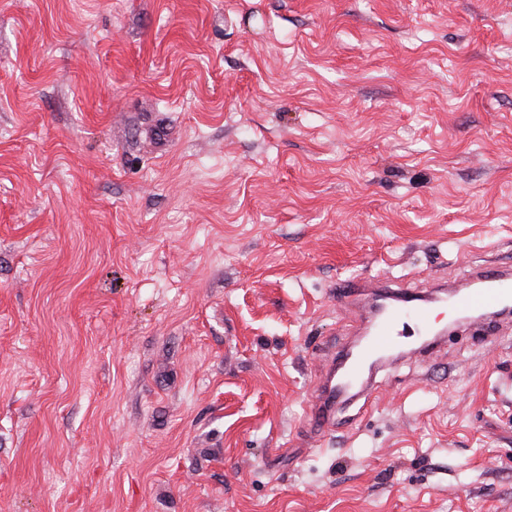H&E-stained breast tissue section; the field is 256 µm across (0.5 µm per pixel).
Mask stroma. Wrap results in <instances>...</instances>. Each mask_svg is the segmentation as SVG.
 <instances>
[{"label":"stroma","mask_w":512,"mask_h":512,"mask_svg":"<svg viewBox=\"0 0 512 512\" xmlns=\"http://www.w3.org/2000/svg\"><path fill=\"white\" fill-rule=\"evenodd\" d=\"M512 267V0H0V512H512V318L311 435L344 282Z\"/></svg>","instance_id":"stroma-1"}]
</instances>
